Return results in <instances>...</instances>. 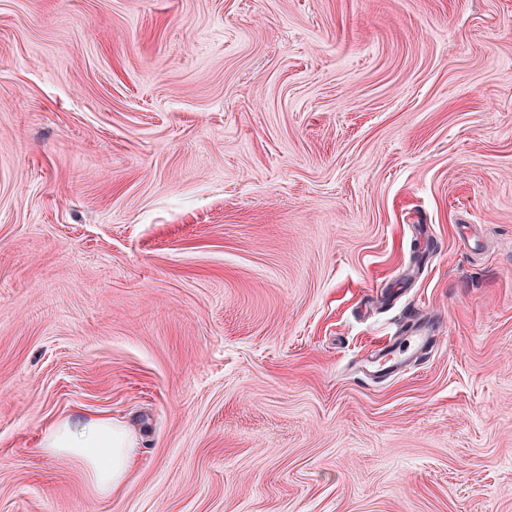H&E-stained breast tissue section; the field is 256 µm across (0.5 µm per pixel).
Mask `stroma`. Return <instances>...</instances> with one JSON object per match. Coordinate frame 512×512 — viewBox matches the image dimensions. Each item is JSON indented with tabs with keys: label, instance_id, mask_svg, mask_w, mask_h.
I'll use <instances>...</instances> for the list:
<instances>
[{
	"label": "stroma",
	"instance_id": "stroma-1",
	"mask_svg": "<svg viewBox=\"0 0 512 512\" xmlns=\"http://www.w3.org/2000/svg\"><path fill=\"white\" fill-rule=\"evenodd\" d=\"M0 512H512V0H0ZM405 320V325L408 326L405 334H408V336H405L404 339H402L403 336H399L392 343L389 340L376 349L374 355L378 373L387 375L398 372L419 352L432 348V341L435 336H431L429 326L413 314L406 316ZM402 341L408 342L405 349L396 346L398 342L401 344ZM41 447L45 454L79 464L97 498H111L136 463L133 435L108 418L61 417L47 427Z\"/></svg>",
	"mask_w": 512,
	"mask_h": 512
}]
</instances>
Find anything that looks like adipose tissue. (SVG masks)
I'll return each instance as SVG.
<instances>
[{
	"instance_id": "1",
	"label": "adipose tissue",
	"mask_w": 512,
	"mask_h": 512,
	"mask_svg": "<svg viewBox=\"0 0 512 512\" xmlns=\"http://www.w3.org/2000/svg\"><path fill=\"white\" fill-rule=\"evenodd\" d=\"M45 454L79 464L91 495L111 497L135 466V439L108 418L66 416L51 423L42 440Z\"/></svg>"
}]
</instances>
